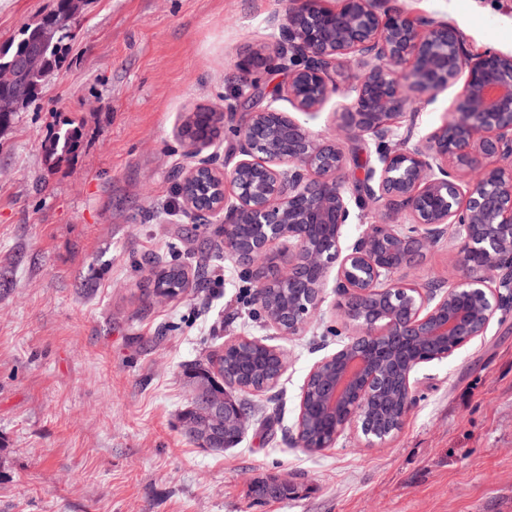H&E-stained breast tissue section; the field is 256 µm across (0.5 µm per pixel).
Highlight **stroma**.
I'll list each match as a JSON object with an SVG mask.
<instances>
[{"label":"stroma","instance_id":"1","mask_svg":"<svg viewBox=\"0 0 512 512\" xmlns=\"http://www.w3.org/2000/svg\"><path fill=\"white\" fill-rule=\"evenodd\" d=\"M291 0H87L69 55L36 102L0 130V512H512V309L484 336L421 364L416 403L383 445L345 429L320 452L293 446L312 367L353 329L336 290L285 337L234 260L206 285L160 300L151 271L212 250L214 223L185 213L174 187L197 162L188 113L233 96L237 62L266 41ZM51 0H0V45ZM448 22L470 53H512V0H405ZM83 122L75 156L46 158L55 124ZM302 123L338 140L346 183L373 140H352L331 108ZM450 237L409 270L444 282ZM241 338L283 349L273 389L250 394L272 419L222 452L198 448L179 414L182 365ZM288 477L296 496L252 505L255 480Z\"/></svg>","mask_w":512,"mask_h":512}]
</instances>
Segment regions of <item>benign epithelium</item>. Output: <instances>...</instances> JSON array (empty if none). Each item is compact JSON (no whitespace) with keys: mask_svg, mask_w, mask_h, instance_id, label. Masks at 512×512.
Here are the masks:
<instances>
[{"mask_svg":"<svg viewBox=\"0 0 512 512\" xmlns=\"http://www.w3.org/2000/svg\"><path fill=\"white\" fill-rule=\"evenodd\" d=\"M274 40L249 48L238 65L234 102L224 115L235 122L232 165L202 158L184 174L182 204L194 217L224 225V249L258 275L263 298L290 288L294 301L268 319L295 336L320 310L323 291L336 276L337 308L354 328L350 341L317 362L306 383L321 387V406L340 413L336 433L360 432L369 446L401 428L367 416L375 396L410 401L419 366L443 360L484 335L509 289L512 297V55L470 54L458 29L410 16L400 0H293L269 18ZM288 76L270 98L253 75L273 60ZM352 61L344 82L333 79ZM31 50L8 66L12 96L29 95L25 75L40 69ZM458 87L444 124L411 143L414 115L435 93ZM350 103L344 125L353 137L370 136L377 165L348 186L340 173L345 155L287 112H319L333 96ZM495 166L476 168L477 157ZM371 208L375 223L353 245L342 247L351 204ZM242 224L257 231L245 235ZM412 224L408 234L399 228ZM451 233L459 244L448 289L410 282L400 273L421 263L426 251ZM288 246L286 267L274 265L273 248ZM239 403L209 410L195 427L208 437L223 428L245 429Z\"/></svg>","mask_w":512,"mask_h":512,"instance_id":"7a95c632","label":"benign epithelium"}]
</instances>
